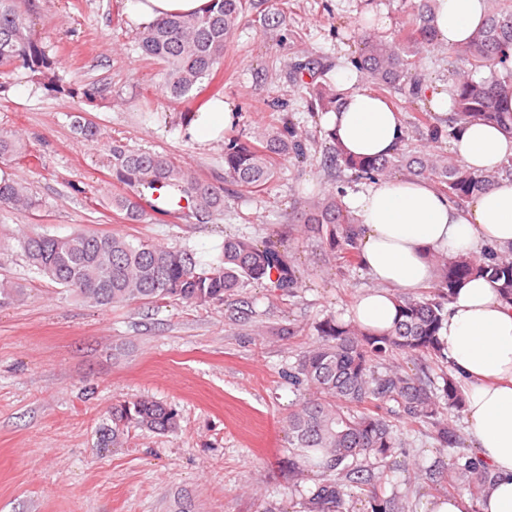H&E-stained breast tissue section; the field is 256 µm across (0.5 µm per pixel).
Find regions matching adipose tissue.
I'll list each match as a JSON object with an SVG mask.
<instances>
[{"label": "adipose tissue", "instance_id": "obj_1", "mask_svg": "<svg viewBox=\"0 0 512 512\" xmlns=\"http://www.w3.org/2000/svg\"><path fill=\"white\" fill-rule=\"evenodd\" d=\"M129 13L143 25L172 14H190L206 0H125ZM440 40L454 45L482 23L484 0H436ZM345 91L342 105L327 112L326 130L352 157H386L399 146L404 128L398 112L373 94L356 88L353 76L338 72ZM236 119L233 106L209 104L186 128L191 140L220 141ZM471 170L500 169L512 161V138L496 125L473 122L454 138ZM365 229L358 241L373 288L357 299L352 315L363 327L390 331L397 320L395 295L431 287L435 271L431 252L448 256L481 254L484 248L512 247V178L458 207L431 182L401 177L376 182L351 199ZM449 365L467 383L463 413L469 435L495 480L479 502L463 493L426 499L421 512H512V304L496 283L475 276L455 290L441 330Z\"/></svg>", "mask_w": 512, "mask_h": 512}]
</instances>
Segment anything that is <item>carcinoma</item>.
Here are the masks:
<instances>
[{
	"instance_id": "carcinoma-1",
	"label": "carcinoma",
	"mask_w": 512,
	"mask_h": 512,
	"mask_svg": "<svg viewBox=\"0 0 512 512\" xmlns=\"http://www.w3.org/2000/svg\"><path fill=\"white\" fill-rule=\"evenodd\" d=\"M484 21L474 35L450 49L463 63L458 70L451 102L452 123H495L512 135V112L499 103L512 99V0H489ZM410 20L392 35L364 34L359 54L351 59L361 80L383 93L403 92L409 106H418L423 148L416 155L395 152L386 158L345 156L327 136L335 164L356 178L384 180L406 168L429 179L458 205L489 188L496 173L477 174L441 148L444 130L431 123L426 99V78L421 60L439 49L435 0H408ZM255 0H207L192 14H174L144 26L137 46L161 67V96L182 102L201 91L224 65L235 32ZM24 68L35 79L58 88V61L48 55L42 40L31 30L27 12L17 0H0V90L10 74ZM292 71L309 76L300 81L311 99V110L336 108L342 92L316 80V62L297 61ZM71 96L94 102L108 96V88L87 84L70 89ZM281 113L276 122L246 135L224 139V185L198 179L192 171L161 153L136 152L112 144L106 158L112 181L125 192L112 197V208L130 224L153 215L192 217L199 224L224 212V197L233 186L261 193L276 181L279 161H303V139L284 115L287 103H272ZM72 125L90 146L101 139L100 129L82 113L71 115ZM26 151L24 139L0 130V167ZM41 206L28 183L0 180V207L32 211ZM303 223L316 225L342 263L360 265L358 238L364 228L334 192L302 203ZM28 266L51 284L72 292L100 308L129 307L139 302L182 300L198 306L223 303L250 283H267L282 292L299 287L301 275L281 242L259 241L246 235L224 238L218 260L197 266L192 255L121 234H94L82 229L66 236L42 233L19 240ZM437 281L430 291L395 293L399 319L387 333L378 334L356 322L329 315L319 321L317 339L303 349L288 371V384L310 392V397L288 413V448L295 460V477L317 471L321 482L308 497L310 512H353V500L366 496L371 512H407L401 497H387L382 482L393 469L404 485L428 475L435 491L453 495L462 490L477 501L495 480L489 467L474 452H462L464 441L448 416L462 408L461 383L448 371L435 386L430 365L445 360L440 331L454 289L474 275L498 284L512 303V248L481 256L430 254ZM426 425L450 464L434 473L419 463L406 467L397 461L405 440L393 420ZM132 428L158 433L177 428V414L159 401L144 398L116 401L100 428L99 442L120 448Z\"/></svg>"
}]
</instances>
